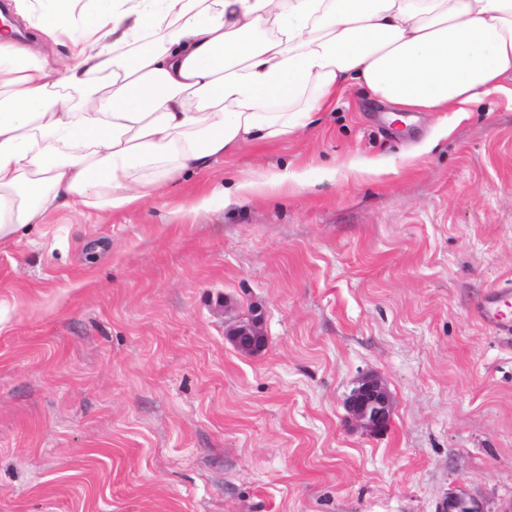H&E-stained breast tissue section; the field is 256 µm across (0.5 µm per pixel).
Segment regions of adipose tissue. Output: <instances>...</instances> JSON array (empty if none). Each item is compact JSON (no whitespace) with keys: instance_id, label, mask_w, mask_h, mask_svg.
<instances>
[{"instance_id":"ef3b65f1","label":"adipose tissue","mask_w":512,"mask_h":512,"mask_svg":"<svg viewBox=\"0 0 512 512\" xmlns=\"http://www.w3.org/2000/svg\"><path fill=\"white\" fill-rule=\"evenodd\" d=\"M61 69L0 36V242L58 211L106 218L225 153L307 129L351 84L462 112L512 82V0H14ZM303 173L224 201L306 187Z\"/></svg>"}]
</instances>
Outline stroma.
<instances>
[{"instance_id":"stroma-1","label":"stroma","mask_w":512,"mask_h":512,"mask_svg":"<svg viewBox=\"0 0 512 512\" xmlns=\"http://www.w3.org/2000/svg\"><path fill=\"white\" fill-rule=\"evenodd\" d=\"M386 110L352 86L298 138L0 242V512H512V341L474 314L512 285V104ZM286 169L309 187L214 194ZM367 374L375 436L345 408ZM262 319L261 312L256 311L249 322H240L228 330L227 336L238 350L255 354L265 349L262 342L266 337L262 329ZM246 338H249L250 342L243 344L242 341ZM351 418L366 432L377 434L387 429L392 413V398L385 384L373 375L362 377L346 401ZM441 512H485L482 505L466 494H453L443 502Z\"/></svg>"}]
</instances>
